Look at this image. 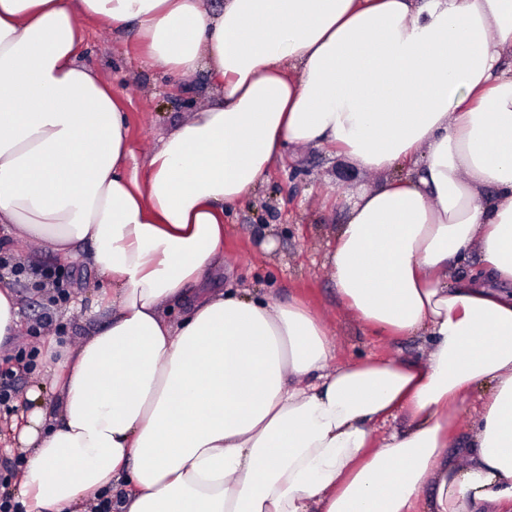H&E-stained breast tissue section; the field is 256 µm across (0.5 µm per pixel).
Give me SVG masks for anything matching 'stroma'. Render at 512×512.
I'll list each match as a JSON object with an SVG mask.
<instances>
[{
  "instance_id": "obj_1",
  "label": "stroma",
  "mask_w": 512,
  "mask_h": 512,
  "mask_svg": "<svg viewBox=\"0 0 512 512\" xmlns=\"http://www.w3.org/2000/svg\"><path fill=\"white\" fill-rule=\"evenodd\" d=\"M80 39L85 62L111 86L128 114L137 163H144L160 137L219 95L206 73L184 85L147 67L131 36L87 22ZM380 180V175L325 148L286 153L260 188L227 218L224 258L210 272L209 287L268 294L283 303L299 300L317 309L329 327L337 362L421 359L427 348L424 339L378 336L349 314L328 264L348 196ZM0 284L18 294L22 322L20 336L0 356V373L12 376L11 399L0 404V486L7 488L20 472L21 450L12 425L30 409L26 393L48 383L55 365L47 353L48 339L74 346L90 335L98 296L111 285L84 257L64 259L37 244L14 252L1 239Z\"/></svg>"
}]
</instances>
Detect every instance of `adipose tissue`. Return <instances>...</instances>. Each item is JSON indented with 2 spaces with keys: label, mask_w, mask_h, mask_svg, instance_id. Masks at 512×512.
Instances as JSON below:
<instances>
[{
  "label": "adipose tissue",
  "mask_w": 512,
  "mask_h": 512,
  "mask_svg": "<svg viewBox=\"0 0 512 512\" xmlns=\"http://www.w3.org/2000/svg\"><path fill=\"white\" fill-rule=\"evenodd\" d=\"M84 20L221 90L146 172ZM289 145L405 169L348 199L329 264L361 321L430 337L423 362L334 365L310 307L205 288ZM0 224L112 284L18 431L26 512H512V0H0Z\"/></svg>",
  "instance_id": "adipose-tissue-1"
}]
</instances>
